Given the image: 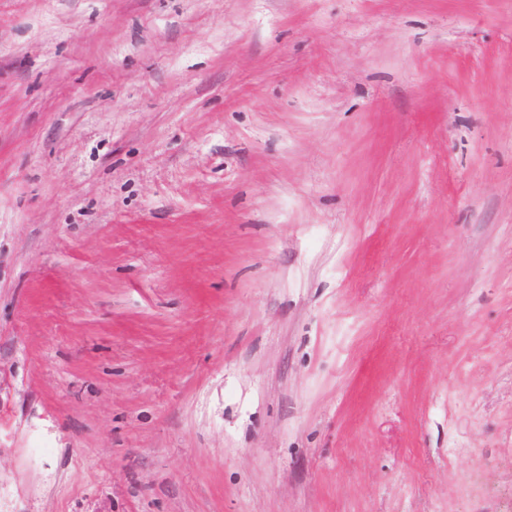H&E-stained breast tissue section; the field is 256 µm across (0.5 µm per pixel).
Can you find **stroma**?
Masks as SVG:
<instances>
[{"label":"stroma","instance_id":"35a3bbf8","mask_svg":"<svg viewBox=\"0 0 512 512\" xmlns=\"http://www.w3.org/2000/svg\"><path fill=\"white\" fill-rule=\"evenodd\" d=\"M0 512H512V0H0Z\"/></svg>","mask_w":512,"mask_h":512}]
</instances>
